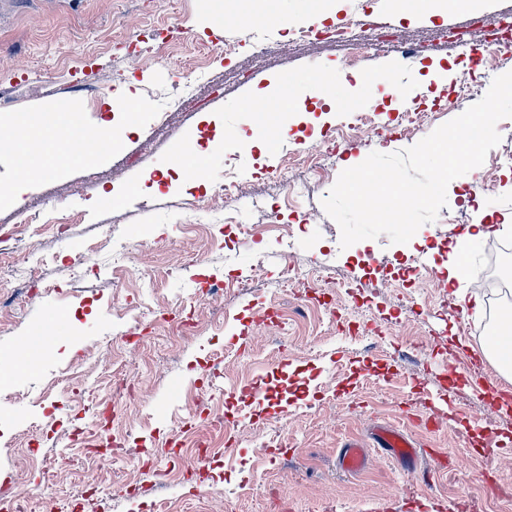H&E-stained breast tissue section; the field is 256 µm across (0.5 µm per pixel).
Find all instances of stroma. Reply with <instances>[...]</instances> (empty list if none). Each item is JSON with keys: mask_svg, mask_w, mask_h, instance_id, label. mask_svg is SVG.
Here are the masks:
<instances>
[{"mask_svg": "<svg viewBox=\"0 0 512 512\" xmlns=\"http://www.w3.org/2000/svg\"><path fill=\"white\" fill-rule=\"evenodd\" d=\"M350 11L392 21L397 49L372 51L351 69L329 43L288 44L289 29ZM268 12V0H0V133L42 138L40 117L64 99L88 138L112 127L121 140L93 165L44 177L0 151V187L15 194L0 205V249L43 258L42 287L31 294L0 267V473L38 512L72 497L85 498V512H152L160 498L169 512H272L270 484L287 512H449L466 496L482 498L486 512H512V502L491 495L492 485L512 484V411L494 397L508 382L483 354L489 290L466 274L448 281L445 269L471 220L512 215V164L480 194L478 170L451 181L446 210L405 244L383 235L341 248L322 206L342 170L373 151L411 147L463 113L449 88L468 74L471 48L512 17V0H427L400 17L389 0H324L318 16L283 0L276 20ZM441 28L462 41L440 39ZM245 39L277 49L263 57L245 50L225 66V41ZM205 48L214 55L198 91L204 108L175 106L179 65ZM168 55L173 64H155ZM316 74L331 75L332 94L354 97L378 124L394 117L404 94L436 117L381 143L339 142L322 178L290 170L303 186L292 201L267 172L322 145L350 115L308 98L304 110L278 114L288 134L265 149L251 106L277 95L282 80ZM125 86L127 107L116 102ZM18 113L30 118L25 128L11 124ZM194 141L205 156L198 183L180 163ZM230 168L242 189L216 197ZM105 192L112 204L102 203ZM33 199L48 219H83L61 238L12 233ZM189 212L199 229L183 230ZM228 213L249 233L225 223ZM274 224L290 225L291 239L271 232ZM117 242L134 248L144 278L118 279ZM259 261L268 279L253 277ZM421 263L423 276L408 277ZM287 267L299 280L278 285ZM307 292L320 306L305 308ZM130 299L141 304L133 320ZM182 323L191 334L179 340ZM37 333L41 348L28 349ZM116 367L138 382L135 397L112 396ZM250 384L263 392L258 403L238 399ZM230 406L235 423L230 438L216 436V459L177 479L173 444L190 429L208 433L206 414ZM385 427L415 444L413 464L375 448ZM115 436L149 453L151 467L110 461ZM350 439L367 448L357 472L339 465ZM268 445L284 455L263 456ZM489 446L496 456H481Z\"/></svg>", "mask_w": 512, "mask_h": 512, "instance_id": "1", "label": "stroma"}]
</instances>
